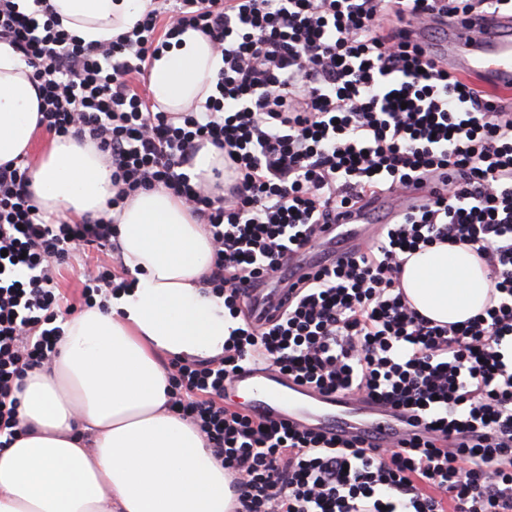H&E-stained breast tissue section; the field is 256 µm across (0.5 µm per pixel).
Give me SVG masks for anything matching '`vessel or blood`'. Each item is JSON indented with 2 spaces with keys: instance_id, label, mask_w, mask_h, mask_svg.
Segmentation results:
<instances>
[{
  "instance_id": "obj_1",
  "label": "vessel or blood",
  "mask_w": 512,
  "mask_h": 512,
  "mask_svg": "<svg viewBox=\"0 0 512 512\" xmlns=\"http://www.w3.org/2000/svg\"><path fill=\"white\" fill-rule=\"evenodd\" d=\"M430 32L427 26L407 28L409 38L424 51L447 60L449 71L474 81L495 98L512 99V20L473 13L449 18L439 40H432ZM368 218V211L355 212L325 237L347 240L352 250H360L355 226ZM284 299V291L276 288L253 289L252 322L261 323L265 313ZM232 387L250 392L244 410L255 417L283 419L341 436L357 435L373 445L404 441L414 432L408 416L390 406L358 402L338 393L323 394L249 363L235 375Z\"/></svg>"
}]
</instances>
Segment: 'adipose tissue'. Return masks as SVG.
I'll return each mask as SVG.
<instances>
[{
    "label": "adipose tissue",
    "mask_w": 512,
    "mask_h": 512,
    "mask_svg": "<svg viewBox=\"0 0 512 512\" xmlns=\"http://www.w3.org/2000/svg\"><path fill=\"white\" fill-rule=\"evenodd\" d=\"M60 25L86 44L127 32L145 0H49ZM222 65L206 36L190 29L151 60L154 102L185 112L205 102ZM32 70L0 42V163L35 145ZM47 213L98 214L116 193L91 142L52 138L30 173ZM131 291L108 310L63 323L51 370L29 371L18 394L25 429L0 450V512H232L231 477L194 426L170 410L165 355L210 358L238 320L202 278L213 245L191 209L168 190L138 193L115 225ZM491 271L465 245L411 255L402 285L414 308L440 324L463 322L487 303Z\"/></svg>",
    "instance_id": "ef3b65f1"
}]
</instances>
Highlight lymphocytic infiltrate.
Segmentation results:
<instances>
[{"instance_id": "f902f5d3", "label": "lymphocytic infiltrate", "mask_w": 512, "mask_h": 512, "mask_svg": "<svg viewBox=\"0 0 512 512\" xmlns=\"http://www.w3.org/2000/svg\"><path fill=\"white\" fill-rule=\"evenodd\" d=\"M0 0V42L29 66L38 124L91 140L124 207L165 188L206 225L207 277L231 329L222 354L170 358V407L206 438L241 490V512H512V107L423 58L395 29L435 14H512V0H150L130 31L85 45L48 0ZM205 34L221 55L215 93L187 112L153 111L134 81L170 39ZM228 161L223 193L188 173L204 144ZM25 157L0 164V436L19 430L16 393L59 353L57 274L74 251L100 261L82 287L106 308L129 286L112 271V220L43 213ZM394 206L375 243L296 273L342 210L366 195ZM470 246L492 273L466 322L421 316L402 255ZM292 297L242 320L252 288ZM260 359L322 391L392 404L447 438L368 448L224 406V383Z\"/></svg>"}]
</instances>
